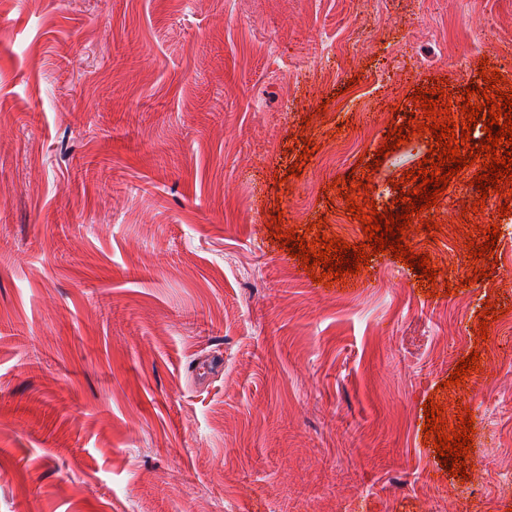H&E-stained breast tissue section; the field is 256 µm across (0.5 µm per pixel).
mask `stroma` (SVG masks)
I'll use <instances>...</instances> for the list:
<instances>
[{
    "mask_svg": "<svg viewBox=\"0 0 512 512\" xmlns=\"http://www.w3.org/2000/svg\"><path fill=\"white\" fill-rule=\"evenodd\" d=\"M484 59L512 86V0H0V512H512V211L482 162L404 234L431 285L387 253L315 291L269 226L368 243L347 176L418 168L433 136L385 135L419 87L463 120ZM431 401L471 416L468 477Z\"/></svg>",
    "mask_w": 512,
    "mask_h": 512,
    "instance_id": "obj_1",
    "label": "stroma"
}]
</instances>
